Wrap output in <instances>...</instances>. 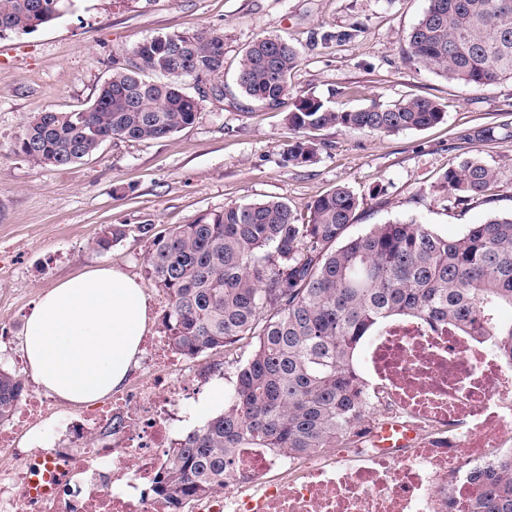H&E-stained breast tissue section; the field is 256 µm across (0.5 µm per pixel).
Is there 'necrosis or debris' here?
I'll list each match as a JSON object with an SVG mask.
<instances>
[{"label": "necrosis or debris", "mask_w": 512, "mask_h": 512, "mask_svg": "<svg viewBox=\"0 0 512 512\" xmlns=\"http://www.w3.org/2000/svg\"><path fill=\"white\" fill-rule=\"evenodd\" d=\"M144 348L127 387L77 418L29 385L14 424L0 425L10 460L0 465V512H164L150 484L205 374L177 371L164 336H145ZM367 370L365 442L289 458L243 449L223 492L192 512H472L474 472L512 457V368L482 337L403 321L370 344ZM20 424L37 430L24 445ZM388 424L407 433L405 446L380 445ZM49 461L59 471L33 496Z\"/></svg>", "instance_id": "1"}]
</instances>
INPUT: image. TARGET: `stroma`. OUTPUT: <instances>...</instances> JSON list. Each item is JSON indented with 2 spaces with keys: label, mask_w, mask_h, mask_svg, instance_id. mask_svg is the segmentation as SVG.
Here are the masks:
<instances>
[{
  "label": "stroma",
  "mask_w": 512,
  "mask_h": 512,
  "mask_svg": "<svg viewBox=\"0 0 512 512\" xmlns=\"http://www.w3.org/2000/svg\"><path fill=\"white\" fill-rule=\"evenodd\" d=\"M427 0H75L72 10L30 33L0 35V368L23 380L24 317L37 296L97 267L143 277L150 248L137 231L165 232L224 206L278 198L298 223L315 199L338 186L361 206L351 234L372 224L416 219L455 235L495 213L512 212V82L483 89L448 81L408 57L407 36ZM224 31V99L201 101L193 125L158 140H110L64 168L37 167L12 153L23 120L46 110L87 107L139 41L176 31ZM354 31L348 41L333 33ZM277 35L300 57L282 104L245 97L238 60L257 38ZM430 97L446 111L433 127L394 134L336 127L313 132L314 164L287 161L286 115L303 98L339 111L377 101ZM497 127L490 142L464 131ZM497 168L490 202L444 207L432 188L471 156ZM110 224L126 236L101 250Z\"/></svg>",
  "instance_id": "stroma-1"
}]
</instances>
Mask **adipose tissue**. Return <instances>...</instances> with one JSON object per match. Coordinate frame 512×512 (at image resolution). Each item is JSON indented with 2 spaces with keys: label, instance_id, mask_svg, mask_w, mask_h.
Listing matches in <instances>:
<instances>
[{
  "label": "adipose tissue",
  "instance_id": "ef3b65f1",
  "mask_svg": "<svg viewBox=\"0 0 512 512\" xmlns=\"http://www.w3.org/2000/svg\"><path fill=\"white\" fill-rule=\"evenodd\" d=\"M152 321L141 282L100 267L38 296L24 320V357L44 391L90 404L124 385Z\"/></svg>",
  "mask_w": 512,
  "mask_h": 512
}]
</instances>
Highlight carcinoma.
<instances>
[{
    "instance_id": "carcinoma-1",
    "label": "carcinoma",
    "mask_w": 512,
    "mask_h": 512,
    "mask_svg": "<svg viewBox=\"0 0 512 512\" xmlns=\"http://www.w3.org/2000/svg\"><path fill=\"white\" fill-rule=\"evenodd\" d=\"M73 0H0V34L31 32L63 15ZM409 57L449 81L473 88L512 81V0H427L408 35ZM299 52L287 40L253 41L238 62L236 82L254 101L274 104L288 93ZM155 73L163 81L146 78ZM224 96V32H172L137 43L112 61L93 103L25 119L13 151L37 167H65L92 157L112 139L156 140L194 123L199 98L188 81ZM436 100L416 97L338 112L317 98L288 113L298 134L288 162L315 161L306 134L326 127L369 133L421 130L443 121ZM500 183L476 157L446 172L435 186L443 203L485 202ZM359 199L345 187L319 197L310 219L297 223L287 203H236L161 233L151 241L147 284L168 305L161 331L172 349L197 357L248 347L224 391V410L172 452L154 491L170 512L224 490L243 448L299 457L348 448L367 417L359 355L389 323L416 319L484 336L512 365V214L471 224L453 237L415 219L373 224L347 235ZM126 225L101 230L108 250ZM23 388L0 370V424L13 417ZM473 512H512V463L478 481Z\"/></svg>"
}]
</instances>
